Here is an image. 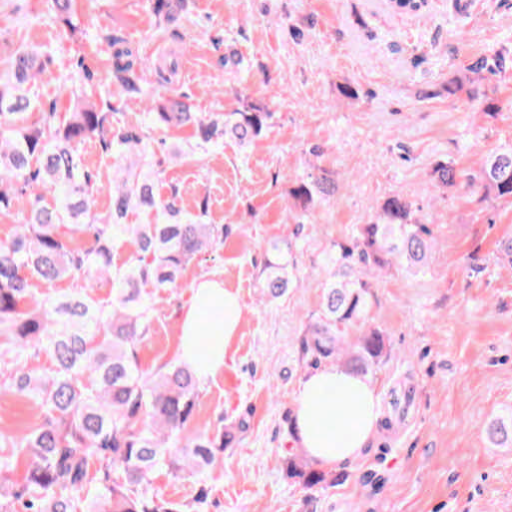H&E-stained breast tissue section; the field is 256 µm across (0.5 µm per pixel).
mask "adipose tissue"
Wrapping results in <instances>:
<instances>
[{
	"mask_svg": "<svg viewBox=\"0 0 512 512\" xmlns=\"http://www.w3.org/2000/svg\"><path fill=\"white\" fill-rule=\"evenodd\" d=\"M242 315L237 293L225 288L222 278L205 275L192 283L191 297L179 317V351L198 379L223 370ZM380 408L375 386L350 371L328 366L309 373L294 405L299 446L328 470L357 461L378 432ZM338 421L344 423L343 431L334 430Z\"/></svg>",
	"mask_w": 512,
	"mask_h": 512,
	"instance_id": "ef3b65f1",
	"label": "adipose tissue"
}]
</instances>
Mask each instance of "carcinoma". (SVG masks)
<instances>
[{"label": "carcinoma", "instance_id": "obj_1", "mask_svg": "<svg viewBox=\"0 0 512 512\" xmlns=\"http://www.w3.org/2000/svg\"><path fill=\"white\" fill-rule=\"evenodd\" d=\"M189 0H154L158 25H176ZM54 18L76 29L75 0H51ZM116 46L106 86L129 96L147 94L145 70L131 53ZM46 54L22 48L0 75V218L12 216L25 202L17 232L0 241V357L10 358L8 380L42 409L41 423L14 438L0 467V512H183L149 489L151 475L162 469L175 476H199L216 465L235 434L221 428L183 440L194 418L199 380L178 360L155 372L139 363V344L148 336L152 291L176 284L199 253L224 236V228L188 217L177 189L162 198L138 166L121 168L106 213L92 210L99 191L81 148L88 142L121 158L144 149L143 136L113 123L112 113L75 94L71 75L58 86L74 95L71 111L52 106L31 112V85L45 70ZM505 65L497 55L482 58L471 71L493 72ZM151 121L170 128L191 124L199 147H217L229 135L241 146L259 138L272 113H212L200 117L189 98L169 89L150 113ZM437 187L457 185L452 162L440 160L431 172ZM476 179L495 197L512 201V146L488 155ZM330 171L298 177L288 196L302 211L334 195ZM53 201L46 200V194ZM153 213L152 224H130L129 214ZM69 227L88 239L75 248L60 233ZM135 247L134 260L112 268L115 241ZM434 247L427 224L398 194L385 198L369 221L353 230L350 243L330 258L334 272L322 288L320 315L309 325L303 350L314 364H332L363 378L375 373L386 354L383 334L367 327L370 278L394 262L424 271ZM67 277L86 287L112 279V301L103 306L86 292L33 297L30 280L53 284ZM295 282L289 250L274 240L260 272L263 298L283 296ZM51 358L49 371L30 360L41 349ZM285 475L301 487L305 502L340 482L342 474L321 469L296 451L282 459Z\"/></svg>", "mask_w": 512, "mask_h": 512}]
</instances>
